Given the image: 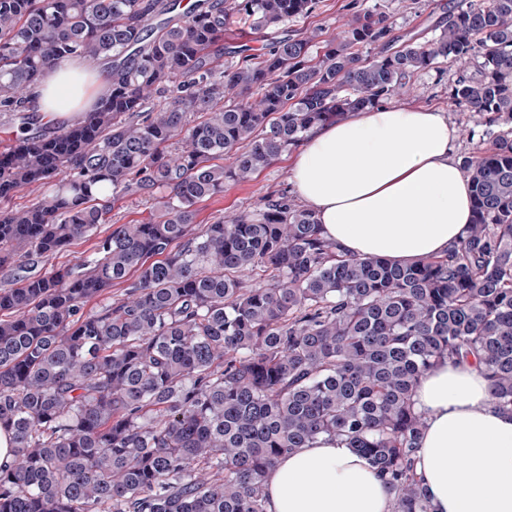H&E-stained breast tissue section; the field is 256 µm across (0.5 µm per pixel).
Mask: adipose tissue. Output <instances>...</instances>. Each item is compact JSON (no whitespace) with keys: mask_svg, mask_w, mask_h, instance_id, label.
Listing matches in <instances>:
<instances>
[{"mask_svg":"<svg viewBox=\"0 0 512 512\" xmlns=\"http://www.w3.org/2000/svg\"><path fill=\"white\" fill-rule=\"evenodd\" d=\"M93 93L67 61L31 97L48 117L83 111ZM458 128L444 112L388 101L314 127L289 171L292 190L324 236L353 257L407 263L442 255L472 221V194L456 159ZM425 418L415 470L435 512H512V412L501 409L474 364L442 362L413 395ZM268 512H392L382 475L353 449L324 437L284 455L267 475Z\"/></svg>","mask_w":512,"mask_h":512,"instance_id":"adipose-tissue-1","label":"adipose tissue"}]
</instances>
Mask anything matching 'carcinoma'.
<instances>
[{
  "mask_svg": "<svg viewBox=\"0 0 512 512\" xmlns=\"http://www.w3.org/2000/svg\"><path fill=\"white\" fill-rule=\"evenodd\" d=\"M318 5L0 0V112L19 120L0 151V268L95 234L121 195L152 207L81 263L0 288L13 448L0 512H267L268 473L322 437L385 477L394 512H434L415 471L420 378L477 361L512 411V0H460L437 36L396 47L389 17L352 3L334 41L313 29L215 65L230 26ZM72 57L108 66L111 92L44 126L28 102ZM444 61L459 65L450 99L489 137L463 161L473 223L445 255L350 258L276 191L195 223L224 182L251 180L317 125L416 93L406 77ZM32 185L47 192L5 206ZM115 286L123 298L86 310Z\"/></svg>",
  "mask_w": 512,
  "mask_h": 512,
  "instance_id": "obj_1",
  "label": "carcinoma"
}]
</instances>
